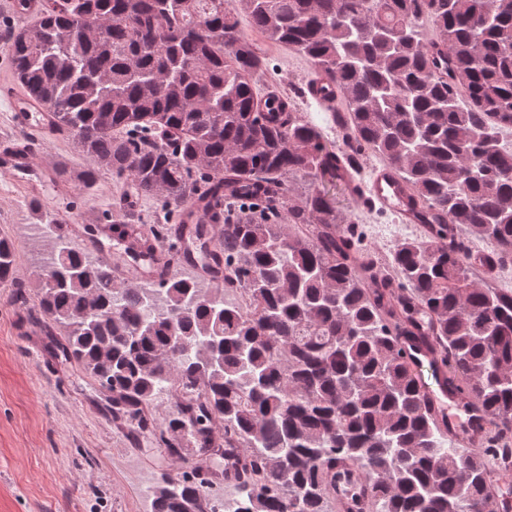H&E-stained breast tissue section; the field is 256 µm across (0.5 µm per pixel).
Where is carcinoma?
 Listing matches in <instances>:
<instances>
[{"label":"carcinoma","mask_w":512,"mask_h":512,"mask_svg":"<svg viewBox=\"0 0 512 512\" xmlns=\"http://www.w3.org/2000/svg\"><path fill=\"white\" fill-rule=\"evenodd\" d=\"M242 15L310 61L359 143L412 188L431 236L401 241L386 264L362 234L336 233L345 220L316 181L344 182L338 153L319 125L256 91L266 59ZM6 51L88 160L84 184L109 172L170 214L197 200L222 220L213 234L190 225L205 261L188 251L185 271L159 283L119 280L55 218L43 225L45 328L63 330L56 349L108 393L112 420L166 449L184 427L224 437L197 470L236 498L165 476L154 512H335L342 473L378 512L508 508L484 479L512 429V289L478 284L447 225L494 245L499 262L512 246L500 140L512 132V0H41ZM298 176L310 183L297 200ZM148 230L175 247L172 225ZM212 260L222 285L194 271ZM14 270L1 237L0 281ZM424 318L453 380L491 416L481 451L448 441L404 358L399 337Z\"/></svg>","instance_id":"carcinoma-1"}]
</instances>
